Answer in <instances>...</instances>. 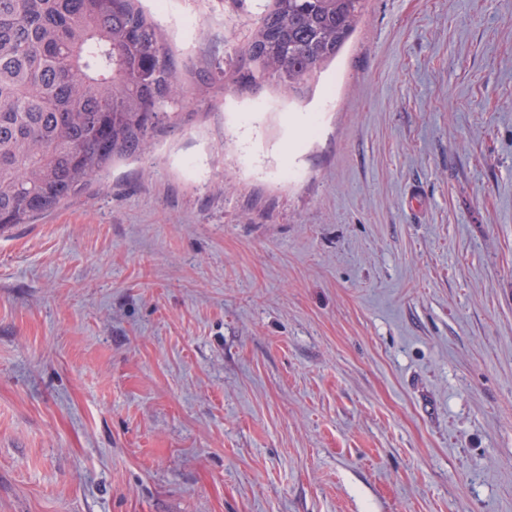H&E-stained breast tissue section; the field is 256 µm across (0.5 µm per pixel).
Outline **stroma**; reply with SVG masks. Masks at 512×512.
Masks as SVG:
<instances>
[{"instance_id": "stroma-1", "label": "stroma", "mask_w": 512, "mask_h": 512, "mask_svg": "<svg viewBox=\"0 0 512 512\" xmlns=\"http://www.w3.org/2000/svg\"><path fill=\"white\" fill-rule=\"evenodd\" d=\"M149 154L0 234V512H512V0H368L300 94L268 0H141Z\"/></svg>"}]
</instances>
